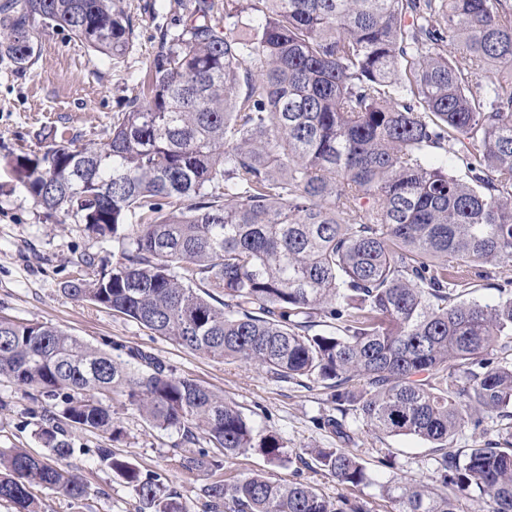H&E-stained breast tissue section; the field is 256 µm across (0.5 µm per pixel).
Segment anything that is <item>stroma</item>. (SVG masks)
Returning a JSON list of instances; mask_svg holds the SVG:
<instances>
[{
  "label": "stroma",
  "instance_id": "stroma-1",
  "mask_svg": "<svg viewBox=\"0 0 512 512\" xmlns=\"http://www.w3.org/2000/svg\"><path fill=\"white\" fill-rule=\"evenodd\" d=\"M135 22L126 53L108 58L59 28L41 29L37 61L26 72L0 59V316L20 322H48L63 327L114 359H126L132 349L152 352L176 376L195 380L235 403L260 433L280 434L289 454L308 448L346 446L358 453L374 477L373 484L351 487L317 469L296 465L272 466L258 452L230 458L225 477L266 473L280 481L300 480L325 496L345 495L368 501L372 512H388L381 493L385 484L425 481L431 474L430 446L409 436L377 438L361 423L350 422V437L339 441L320 429L317 417L330 415L334 405L322 384L299 385L276 380L266 371L243 363H224L185 349L111 310L78 301L64 287L80 257L93 260L92 273L111 269L120 255L112 241L86 231L84 225L38 206L10 172L9 161L23 151L39 149L65 131L79 144L107 139L114 117L125 111L156 50L160 28L175 29L184 12L178 0H116ZM473 298L493 302L498 290L512 281V263H484L470 271ZM49 400L31 388L0 380V448H24L39 454L43 447L35 432L43 422ZM112 408L123 427L120 440L81 430L68 437L70 469L86 481L91 496L73 502L55 492H38L42 512H140L141 505L127 484L95 454L112 445L142 473L160 477L181 501L195 506L199 489L209 483L202 473L187 479L172 465L176 431H160L146 423L131 406L113 396ZM389 453L388 465L378 461Z\"/></svg>",
  "mask_w": 512,
  "mask_h": 512
}]
</instances>
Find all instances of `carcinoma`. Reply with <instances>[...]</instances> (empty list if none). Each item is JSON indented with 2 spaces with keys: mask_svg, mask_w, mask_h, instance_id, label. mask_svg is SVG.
<instances>
[{
  "mask_svg": "<svg viewBox=\"0 0 512 512\" xmlns=\"http://www.w3.org/2000/svg\"><path fill=\"white\" fill-rule=\"evenodd\" d=\"M200 0L160 32L140 94L107 141L60 133L13 157L34 202L112 235L120 259L64 291L213 359L319 381L338 416L434 448L429 483L382 485L392 512H460L459 495L512 512V290L461 298L465 268L512 262V0ZM108 57L132 18L113 0H8L0 58L35 62L36 25ZM137 218L129 224L127 219ZM329 324L331 331L314 328ZM117 361L49 323L0 317V378L68 391L36 436L53 460L0 448V502L40 512L33 489L73 501L68 427L117 440L119 392L159 430L181 433L175 468L217 474L258 451L291 462L237 406L158 357ZM500 418L501 440L455 448ZM208 440L212 450L187 445ZM96 455L153 512H189L110 447ZM339 482L375 483L347 448H314ZM202 512H371L264 474L200 488Z\"/></svg>",
  "mask_w": 512,
  "mask_h": 512,
  "instance_id": "1",
  "label": "carcinoma"
}]
</instances>
